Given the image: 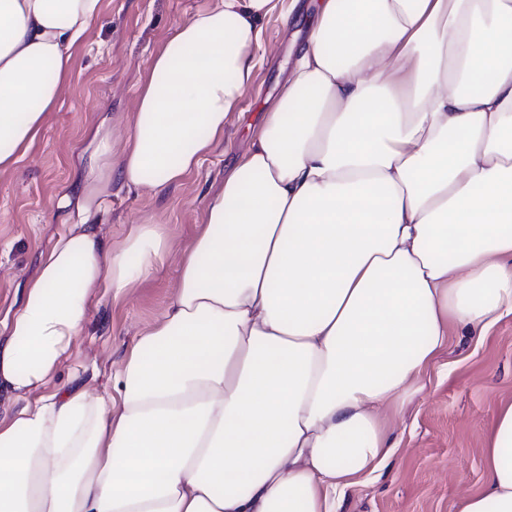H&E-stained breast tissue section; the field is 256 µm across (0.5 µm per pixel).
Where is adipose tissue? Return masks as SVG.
<instances>
[{
	"label": "adipose tissue",
	"mask_w": 512,
	"mask_h": 512,
	"mask_svg": "<svg viewBox=\"0 0 512 512\" xmlns=\"http://www.w3.org/2000/svg\"><path fill=\"white\" fill-rule=\"evenodd\" d=\"M273 0H214L153 56L132 132L96 129L78 221L0 322V512H339L452 333L512 316V0H319L251 147L112 388L60 387L94 303L171 250L112 244L113 184L161 192L224 139ZM101 0H0V174L35 145ZM457 512H512V401Z\"/></svg>",
	"instance_id": "adipose-tissue-1"
}]
</instances>
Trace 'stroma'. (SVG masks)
Masks as SVG:
<instances>
[{
    "instance_id": "1",
    "label": "stroma",
    "mask_w": 512,
    "mask_h": 512,
    "mask_svg": "<svg viewBox=\"0 0 512 512\" xmlns=\"http://www.w3.org/2000/svg\"><path fill=\"white\" fill-rule=\"evenodd\" d=\"M210 0H102L101 13L72 55L70 89L50 112L31 153L0 175V318L36 270L39 255L76 218V170L93 131L112 127L117 144L131 132V114L150 61L173 28ZM316 18L313 0L289 10L277 0L263 20L260 62L242 100V119L203 157L196 172L157 194L113 186L101 218L104 235L120 243L147 218L167 224L173 249L151 278L119 300L93 306L61 384L79 377L95 392L111 387L123 354L172 297L179 251L204 218L207 200L250 147ZM512 400V317L484 341L455 336L389 417L398 448L379 476L354 488L342 512H456L465 492L485 478V435L502 402Z\"/></svg>"
}]
</instances>
